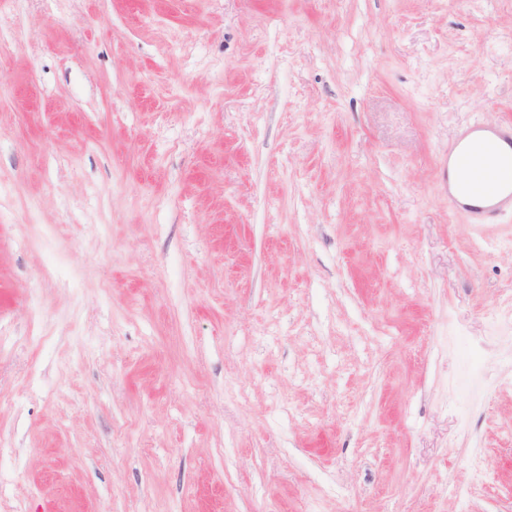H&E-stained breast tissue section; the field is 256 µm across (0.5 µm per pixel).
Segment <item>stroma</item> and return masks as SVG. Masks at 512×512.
I'll return each instance as SVG.
<instances>
[{"label": "stroma", "instance_id": "obj_1", "mask_svg": "<svg viewBox=\"0 0 512 512\" xmlns=\"http://www.w3.org/2000/svg\"><path fill=\"white\" fill-rule=\"evenodd\" d=\"M474 122L512 0H0V512H512Z\"/></svg>", "mask_w": 512, "mask_h": 512}]
</instances>
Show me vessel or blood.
Wrapping results in <instances>:
<instances>
[{
  "label": "vessel or blood",
  "instance_id": "obj_1",
  "mask_svg": "<svg viewBox=\"0 0 512 512\" xmlns=\"http://www.w3.org/2000/svg\"><path fill=\"white\" fill-rule=\"evenodd\" d=\"M472 138L504 146L507 152L502 155L499 167L471 172L467 169L468 156L461 145L454 148L448 156V161L459 170L465 171L472 200L468 203L463 202L452 192L448 195V204L453 211L464 214L471 223L491 224L503 212H512V182L504 183L499 173L500 167L512 165V125L488 127L474 123L459 136L461 144Z\"/></svg>",
  "mask_w": 512,
  "mask_h": 512
}]
</instances>
